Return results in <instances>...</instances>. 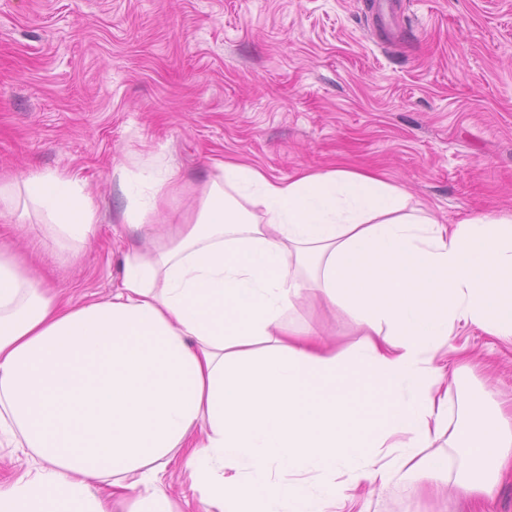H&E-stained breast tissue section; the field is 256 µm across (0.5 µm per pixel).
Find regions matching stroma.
I'll use <instances>...</instances> for the list:
<instances>
[{
  "mask_svg": "<svg viewBox=\"0 0 512 512\" xmlns=\"http://www.w3.org/2000/svg\"><path fill=\"white\" fill-rule=\"evenodd\" d=\"M0 0V179L48 170L81 181L98 228L74 259L35 218L0 233L73 304L105 301L126 241L115 167L181 169L190 210L214 161L274 177L339 161L372 168L455 224L512 212V0ZM301 315L345 348L350 316L303 300ZM462 401L512 397V347L479 329ZM456 474L368 512H465Z\"/></svg>",
  "mask_w": 512,
  "mask_h": 512,
  "instance_id": "stroma-1",
  "label": "stroma"
}]
</instances>
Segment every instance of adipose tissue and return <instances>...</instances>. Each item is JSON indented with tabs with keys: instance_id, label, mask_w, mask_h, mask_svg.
Returning <instances> with one entry per match:
<instances>
[{
	"instance_id": "ef3b65f1",
	"label": "adipose tissue",
	"mask_w": 512,
	"mask_h": 512,
	"mask_svg": "<svg viewBox=\"0 0 512 512\" xmlns=\"http://www.w3.org/2000/svg\"><path fill=\"white\" fill-rule=\"evenodd\" d=\"M129 242L109 300L74 305L0 239V447L35 461L0 479V512H352L378 489L460 477L483 512L512 468V406L455 409L470 328L512 346V214L439 222L399 186L339 163L275 178L219 161L192 212L168 221L178 165L114 171ZM78 257L97 229L79 180L0 183ZM306 297L364 338L336 349ZM457 352L448 368L449 352ZM173 471L170 470L164 477L169 486V492L177 499L187 500L190 506L186 507L189 512H202L198 494L191 488V480L186 472L181 470L179 464H173Z\"/></svg>"
}]
</instances>
